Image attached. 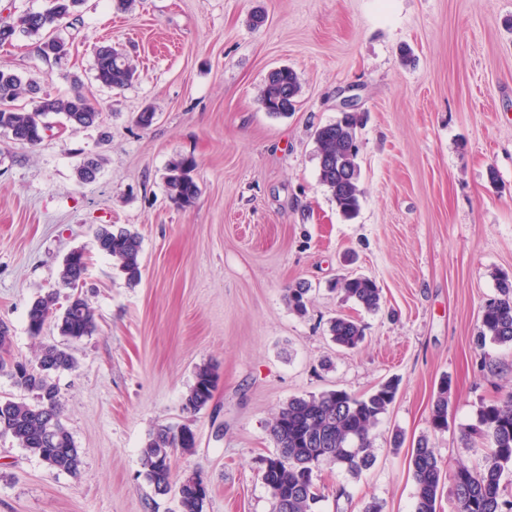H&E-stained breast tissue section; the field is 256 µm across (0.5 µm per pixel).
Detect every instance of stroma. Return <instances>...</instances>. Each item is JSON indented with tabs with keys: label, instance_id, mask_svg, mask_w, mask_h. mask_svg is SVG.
<instances>
[{
	"label": "stroma",
	"instance_id": "35a3bbf8",
	"mask_svg": "<svg viewBox=\"0 0 512 512\" xmlns=\"http://www.w3.org/2000/svg\"><path fill=\"white\" fill-rule=\"evenodd\" d=\"M261 25H253L254 15ZM63 62L36 38L0 47V68L68 94L81 84L100 126L71 130L50 116L35 146L0 131V320L14 355L62 343L54 326L27 332L37 296L55 294L66 256L83 250L79 286L95 312L72 343L74 371L57 375L78 475L49 469L0 438V512H176L154 493L141 450L161 425H187L191 451L175 477L198 472L204 512H273L261 480L276 452L268 424L290 399L327 390L361 396L398 379L372 432L375 466L352 476L322 464L315 512H413L411 446L428 436L446 475L488 449L464 440L478 407L512 390V344L472 339L497 278L512 277V0H84L56 30ZM126 54L140 77L122 90L95 79L98 47ZM292 68L294 112L275 117L258 97L267 73ZM356 96L361 208L342 217L320 180L314 131ZM152 107L144 129L135 116ZM102 160L83 183L84 158ZM194 158L200 193L177 208L163 175ZM112 224L142 238V277L128 283L94 232ZM363 275L382 290L369 312L336 291ZM309 287L307 313L286 294ZM357 320L346 349L328 322ZM212 366L209 405L184 410L198 367ZM448 426L431 427L441 378ZM403 434L402 448L392 446Z\"/></svg>",
	"mask_w": 512,
	"mask_h": 512
}]
</instances>
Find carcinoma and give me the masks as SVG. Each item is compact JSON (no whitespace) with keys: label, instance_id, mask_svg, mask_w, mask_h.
<instances>
[{"label":"carcinoma","instance_id":"obj_1","mask_svg":"<svg viewBox=\"0 0 512 512\" xmlns=\"http://www.w3.org/2000/svg\"><path fill=\"white\" fill-rule=\"evenodd\" d=\"M84 0H50L44 11H26L0 21V45L10 44L19 35L36 37L45 57L61 60L68 56L67 43L53 35L58 23L76 14ZM95 77L102 85L121 90L138 79L136 68L128 58L112 46L98 49ZM301 93L297 74L290 68L270 71L260 92V103L271 115H284L292 110ZM29 99L32 109L14 105L19 99ZM62 114L73 129L90 128L99 124L101 111L79 89L69 96L41 93L39 83L30 78L0 70V131L11 134L22 145L41 143L50 126L45 118ZM357 119L347 113L334 123L315 131L321 182L327 187L340 213L352 218L360 209L363 195L360 167L357 162ZM102 160L88 158L78 167L80 180L91 182L100 171ZM196 161L191 157L173 160L165 176L171 201L180 208L195 204L199 186L195 178ZM95 241L100 251L112 257L129 283L141 277L142 241L138 233L124 227H101ZM87 269L83 251L76 250L66 258L60 273L61 283L76 289ZM340 290L368 311L379 308L381 290L366 277L346 278ZM308 288L300 284L288 290V306L297 314L307 311L305 296ZM56 297L49 293L37 297L27 312V331L33 338L42 335L47 323L55 321L60 335L76 342L95 330L92 308L82 294L74 293L62 313L55 308ZM329 331L333 341L353 349L364 339L359 323L338 317L331 321ZM512 343V278L498 283V293L483 308L476 343L486 340ZM10 328L0 322V374L8 376L31 400L0 399V437L12 438L19 447L42 460L50 469L77 475L81 458L74 440L63 423L59 390L53 375L77 367L75 357L65 344L41 347L35 360H16L11 353ZM214 369L201 366L185 398L184 408L197 412L213 398ZM450 383L443 379L432 405L431 426L440 431L448 424V391ZM398 382L388 380L371 393L354 396L346 391L332 390L288 401L269 423L276 453L265 459L262 481L275 505V512H313L319 494L314 482L316 464L325 459L350 475H359L376 462L371 432L381 415L393 403ZM477 436L487 443L488 454L478 468L458 466L454 475L453 495L458 512H512V501L503 499L501 479L512 467V391L477 410L476 424L465 434ZM193 432L162 425L151 432L141 452V465L155 493L163 495L172 486L171 457L178 449L194 447ZM410 466L416 487L414 512H437V503L444 488V470L429 439L421 436L415 442ZM180 512H204L208 487L201 476L182 477L178 486Z\"/></svg>","mask_w":512,"mask_h":512}]
</instances>
